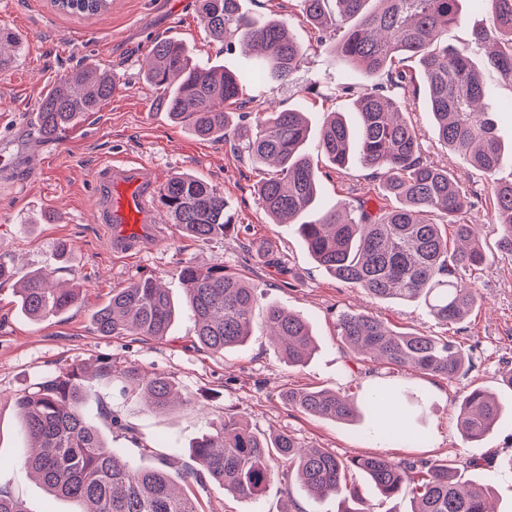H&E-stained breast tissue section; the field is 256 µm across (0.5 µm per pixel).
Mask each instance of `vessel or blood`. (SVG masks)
<instances>
[{"instance_id": "1", "label": "vessel or blood", "mask_w": 512, "mask_h": 512, "mask_svg": "<svg viewBox=\"0 0 512 512\" xmlns=\"http://www.w3.org/2000/svg\"><path fill=\"white\" fill-rule=\"evenodd\" d=\"M159 181L155 171L141 162L102 163L92 177L93 223L104 231L113 253L140 251L161 234L156 198Z\"/></svg>"}]
</instances>
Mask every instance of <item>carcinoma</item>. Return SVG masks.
<instances>
[{
	"label": "carcinoma",
	"mask_w": 512,
	"mask_h": 512,
	"mask_svg": "<svg viewBox=\"0 0 512 512\" xmlns=\"http://www.w3.org/2000/svg\"><path fill=\"white\" fill-rule=\"evenodd\" d=\"M491 26L476 34L474 46L448 44V29L460 21L459 0H300L307 22L318 31L317 42L337 66L368 76H386L364 89L356 101L359 122H345L339 112L324 119L320 143L328 161L338 167L356 158L380 174L390 209L369 211L358 200L357 215L342 208L320 207V175L304 147L311 127L299 109L273 110L253 119L230 122L241 86L257 80L281 79L299 67L303 49L287 32L284 20H258L245 14L240 0H197V14L208 32L233 48L235 35L250 50L248 70L233 73L194 64L185 46L168 40L153 44L144 68L146 80L162 90L164 111L196 136L229 142L261 167L275 170L261 178L258 201L275 224H292L314 260L336 279L361 288L379 301L422 300L430 313L453 326L481 299L479 289L460 270L485 266L475 224L460 215L474 205L478 192L466 187L424 155L417 127L406 117L395 88L423 94L437 137L448 150L490 180L494 196L492 223L500 229L499 251L512 258V178L498 177L512 166L495 132L494 120L481 110L489 89L473 59L474 48L492 43V65L512 81V0H491ZM60 11L97 15L112 0H52ZM20 46L15 33L0 28V67ZM420 68V83L399 69L405 59ZM112 78L96 67L80 66L61 78L40 99L38 134L56 140L87 112L112 97ZM159 203L186 236L209 240L234 227L224 193L188 174L171 177L160 191ZM447 224L432 221L433 213ZM464 247L448 251V228ZM186 287L185 305L195 322L200 346L223 353L251 336L253 311L259 300L240 277L222 266L186 263L180 270ZM19 278L17 297L32 321L60 315L78 300L75 288L50 285V276L31 271L21 276L0 263V279ZM176 313L169 293L153 276H144L116 290L95 313L103 336L162 338ZM264 321L275 351L291 366L307 362L315 349L308 322L278 306L265 309ZM340 340L353 351L405 371L448 380L468 370V353L457 341L423 332H398L379 317L363 311L339 316ZM98 376L115 377L145 394L149 408L161 411L174 401L168 376L141 374L133 364L112 375V365ZM89 377L83 367L68 365L15 399V407L30 440L22 466L45 487L50 499L82 505L80 512H199L183 487L207 475L225 491L245 500L265 496L276 479L297 478L313 495L323 498L347 489L352 471L362 472L385 498L412 488L411 512H490V489L479 480L461 482L448 460L395 462L383 456L340 457L327 448H302L280 433L254 431L236 415L198 438L191 446L197 467L169 472L159 467L132 468L122 451L89 423L79 410ZM392 390L381 385L359 404L328 389H290L282 398L293 409L333 421L352 422L364 410L384 416ZM503 407L480 388L462 396L456 423L462 439L482 441L498 424ZM387 437L421 440L407 428V418L385 420ZM288 465V473L279 471Z\"/></svg>",
	"instance_id": "carcinoma-1"
}]
</instances>
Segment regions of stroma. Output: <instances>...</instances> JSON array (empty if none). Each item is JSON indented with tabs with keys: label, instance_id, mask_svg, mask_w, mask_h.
Here are the masks:
<instances>
[{
	"label": "stroma",
	"instance_id": "stroma-1",
	"mask_svg": "<svg viewBox=\"0 0 512 512\" xmlns=\"http://www.w3.org/2000/svg\"><path fill=\"white\" fill-rule=\"evenodd\" d=\"M242 10L260 19L285 18L304 55L299 68L281 80L250 83L239 97L243 112L303 108L312 128L330 112L354 120V102L369 85L361 73L351 74L341 89L335 71L325 64V50L297 6V0H240ZM489 0H462L461 20L448 33L457 46L471 44L475 31L489 27ZM0 26L16 33L21 47L0 71V262L21 271L46 269L55 280L81 286L78 303L60 317L31 321L20 311L11 282L0 284V490L21 499L28 512H72L71 503L50 500L31 480L20 461L29 440L14 401L45 376L68 364L119 370L136 365L146 374L163 373L179 394L168 409H149L142 394H125L119 384L96 377L82 405L97 421L101 404H110L122 424L102 427L113 447L122 449L133 466L192 468L189 447L225 415L244 416L258 432H285L304 445H315L342 457L377 454L398 462L448 458L461 466L462 479L490 485L494 512H512V468L502 457L512 455V415L504 416L478 446L461 438L455 414L459 399L475 388L496 394L512 406V389L502 373L512 364V259L502 258L499 230L490 220L493 198L483 194L464 218L478 225L479 241L489 260L473 272L482 294L479 306L455 328L436 320L423 302L390 303L330 276L310 256L294 227L272 223L257 202V171L248 158L217 140L201 139L174 123L161 106V92L143 78L144 60L156 40L181 42L193 61L241 70L251 63L241 50H226L200 22L196 0H112L110 9L90 18L57 10L50 0H0ZM476 62L491 95L498 134L512 143V114L499 112L512 100V83L479 53ZM94 65L111 74L115 92L98 111L86 114L54 141L34 128L38 101L55 80L76 65ZM409 117L417 126L429 160L447 167L466 185H485L483 175L456 162L434 133L423 96L408 97ZM306 152L321 173L320 203L355 207L357 192L372 196L373 206L389 208L378 193L379 180L359 162L336 169L323 154L318 136H310ZM123 159L151 165L160 180L190 173L223 192L237 216L226 236L208 241L182 236L171 221L164 234L130 255L112 253L104 233L90 217V184L105 161ZM268 241L289 269L280 275L256 255L254 246ZM67 243L58 256L59 243ZM223 266L255 289L262 304L276 305L305 318L317 349L301 366H291L275 352L263 323L255 316L252 334L242 346L222 354L201 349L194 319L181 311L167 336H103L96 332L94 312L113 291L146 275L159 277L174 299L183 296L180 268ZM365 310L390 325L435 336H453L468 349L471 366L458 378L396 371L355 354L338 338L336 323L347 310ZM397 388V410L410 414L425 435L420 443L386 438L370 414L339 423L306 415L280 397L285 388L333 389L362 398L376 385ZM491 457L479 469L471 458ZM188 494L200 512H340L343 498H316L297 482L271 485L256 502L224 492L211 479L191 483Z\"/></svg>",
	"mask_w": 512,
	"mask_h": 512
}]
</instances>
